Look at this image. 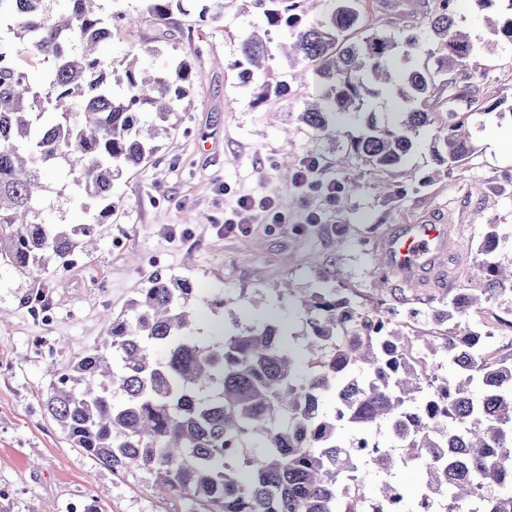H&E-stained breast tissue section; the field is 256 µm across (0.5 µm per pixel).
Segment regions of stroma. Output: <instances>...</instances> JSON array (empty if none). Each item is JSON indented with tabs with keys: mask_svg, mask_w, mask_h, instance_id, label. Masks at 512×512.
Masks as SVG:
<instances>
[{
	"mask_svg": "<svg viewBox=\"0 0 512 512\" xmlns=\"http://www.w3.org/2000/svg\"><path fill=\"white\" fill-rule=\"evenodd\" d=\"M209 3L182 0V10L158 22L146 14L144 0H99L113 17L107 58L117 65L137 58L151 76L187 61L189 95L170 117L174 131L158 139L150 161L115 181L112 199L120 209L100 225L96 249L66 266L48 259L52 321H42L26 302L33 281L0 264V512H70L76 501L97 504L101 512H201L189 495H157L149 472L118 475L70 448L44 406L51 369L98 345L109 317L157 272L195 283L198 335L218 338L234 320L244 326L278 319L306 375L311 356L303 350L302 302L314 289H338L362 309L384 305L407 323L409 350L432 374L445 363L438 335L455 324L434 326L425 316L462 289L480 291L488 225L498 227L495 260L512 262V149L504 145L512 137V118L472 115L479 125L475 154L437 179L428 163L432 126L420 129L404 170L390 174L348 164L337 145L298 119L304 101L319 89L316 75L295 80L294 67L275 58L272 74L288 89L255 103L237 61L243 38L261 18L250 0H234L220 18L200 21ZM471 74L481 95L512 104V45L478 57ZM311 155L320 157L323 178L356 176L362 183L351 197L321 203V230L307 226L306 201L281 179L284 169H297ZM64 168L61 162L50 166L40 207L48 222L74 227L103 203L76 199ZM242 195L273 196L285 224L270 226L260 210L249 231L224 237L219 226ZM430 213L444 218L457 248L444 282L410 287L390 275L381 244L397 225ZM383 276L389 286L382 291ZM217 293L247 300L233 314L214 312L207 301ZM466 321L493 331L490 357L512 352V312L503 302L489 300Z\"/></svg>",
	"mask_w": 512,
	"mask_h": 512,
	"instance_id": "stroma-1",
	"label": "stroma"
}]
</instances>
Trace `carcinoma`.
Instances as JSON below:
<instances>
[{
	"label": "carcinoma",
	"mask_w": 512,
	"mask_h": 512,
	"mask_svg": "<svg viewBox=\"0 0 512 512\" xmlns=\"http://www.w3.org/2000/svg\"><path fill=\"white\" fill-rule=\"evenodd\" d=\"M175 1L146 0L147 10L164 20ZM51 2L0 0L11 33L0 38V262L37 283L31 306L45 302V257L68 264L90 252L87 238L112 215L115 174L147 162L156 121L177 111L191 81L183 62L155 77L141 75L135 58L115 69L102 53L112 16L96 0H69L57 12ZM309 2L252 5L264 36L282 33L289 64H314L324 85L301 121L334 142L332 116H363L346 150L377 172L404 164L419 129L434 123L429 101L439 78L463 77L459 93L472 99L470 61L512 45V0H475L503 13L486 40L458 29L453 0H437L427 45L412 26L366 19L359 0H338L325 19L305 22ZM25 49L52 62L40 88L16 64ZM240 53L257 100L285 90L267 79L272 54L263 36L244 38ZM393 96L403 102L398 122L367 111ZM77 97L81 111L73 113ZM474 139L467 118L448 113L430 149L435 171L468 160ZM59 160L80 194L108 202L76 229L39 219L42 173ZM482 273L487 298L506 291L499 262L486 261ZM197 296L188 278L154 275L112 317L99 345L54 373L46 409L71 447L116 474L151 471L159 492L190 493L206 512H361L373 474L376 512L393 501L416 512L425 491L444 512H512V494H502L512 488V357L486 360L493 332L459 323L475 296L459 292L431 313L436 324L456 321L457 331L437 345L448 374L423 375L399 323L321 288L304 302L305 347L316 368L309 376L276 321L235 322L218 340L196 335ZM381 428L394 452L372 462L366 449L379 447ZM407 468L422 473L416 493L398 479Z\"/></svg>",
	"instance_id": "cac0c4a2"
}]
</instances>
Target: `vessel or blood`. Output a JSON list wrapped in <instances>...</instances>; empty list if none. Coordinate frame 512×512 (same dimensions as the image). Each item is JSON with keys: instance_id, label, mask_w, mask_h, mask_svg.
<instances>
[{"instance_id": "obj_1", "label": "vessel or blood", "mask_w": 512, "mask_h": 512, "mask_svg": "<svg viewBox=\"0 0 512 512\" xmlns=\"http://www.w3.org/2000/svg\"><path fill=\"white\" fill-rule=\"evenodd\" d=\"M453 246L446 225L433 215L401 225L383 242L390 270L409 285L444 276Z\"/></svg>"}]
</instances>
